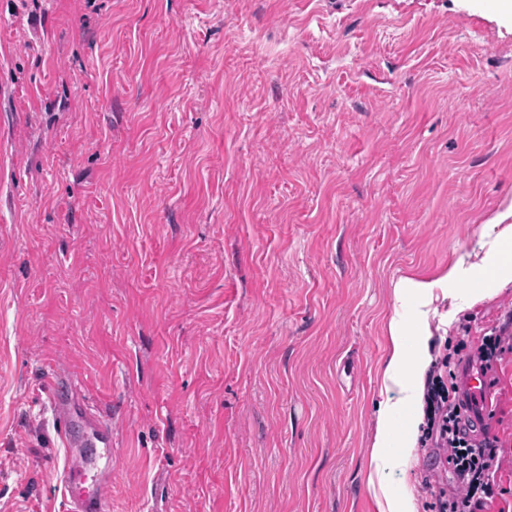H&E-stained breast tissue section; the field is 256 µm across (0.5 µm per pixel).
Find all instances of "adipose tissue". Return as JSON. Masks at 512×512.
<instances>
[{"instance_id":"obj_1","label":"adipose tissue","mask_w":512,"mask_h":512,"mask_svg":"<svg viewBox=\"0 0 512 512\" xmlns=\"http://www.w3.org/2000/svg\"><path fill=\"white\" fill-rule=\"evenodd\" d=\"M484 234L493 235L497 250L488 252L481 262L462 267L454 263L434 278L406 277L394 286L395 298L414 296L418 304L412 317L393 313L386 325L391 353L385 364L384 375L390 385L378 403L377 427L369 459L370 477L376 480L381 492L377 500L379 512H415L412 497L396 500L389 490L392 475L406 467L414 451L415 438L422 422L419 413L422 376L429 362L428 341L431 336L429 319L433 290H441L443 299L449 300V310L439 317L440 326H447L456 312L475 301L476 293L459 292L457 282L463 272L484 275L489 285H506L512 281V211L502 213L496 222L485 225ZM406 416L407 429L400 440H393L389 431L392 419ZM399 445L398 454H390L391 445Z\"/></svg>"}]
</instances>
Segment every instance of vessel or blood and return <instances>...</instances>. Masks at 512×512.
Wrapping results in <instances>:
<instances>
[{"mask_svg": "<svg viewBox=\"0 0 512 512\" xmlns=\"http://www.w3.org/2000/svg\"><path fill=\"white\" fill-rule=\"evenodd\" d=\"M461 391L480 420H487L492 408L493 372L479 360L465 364L460 378ZM79 392L70 378L55 375L50 402L56 431L66 450L61 469L55 473L63 497L64 512H106L112 487V423L78 403ZM83 423L100 444L101 462L88 460L73 438L75 423Z\"/></svg>", "mask_w": 512, "mask_h": 512, "instance_id": "b4317fda", "label": "vessel or blood"}]
</instances>
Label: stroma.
I'll return each instance as SVG.
<instances>
[{"label": "stroma", "mask_w": 512, "mask_h": 512, "mask_svg": "<svg viewBox=\"0 0 512 512\" xmlns=\"http://www.w3.org/2000/svg\"><path fill=\"white\" fill-rule=\"evenodd\" d=\"M509 207L496 0H0V512H63L55 365L112 419L110 512H378L394 285ZM434 455L390 482L417 512Z\"/></svg>", "instance_id": "1"}]
</instances>
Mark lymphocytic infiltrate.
I'll use <instances>...</instances> for the list:
<instances>
[{"mask_svg":"<svg viewBox=\"0 0 512 512\" xmlns=\"http://www.w3.org/2000/svg\"><path fill=\"white\" fill-rule=\"evenodd\" d=\"M465 348V343H458L440 365L432 367L424 392L420 443L437 450L444 463L451 465L456 481L449 495H436L437 512H482L496 492L498 439L487 433L474 437L470 405L459 392L460 354Z\"/></svg>","mask_w":512,"mask_h":512,"instance_id":"lymphocytic-infiltrate-1","label":"lymphocytic infiltrate"}]
</instances>
